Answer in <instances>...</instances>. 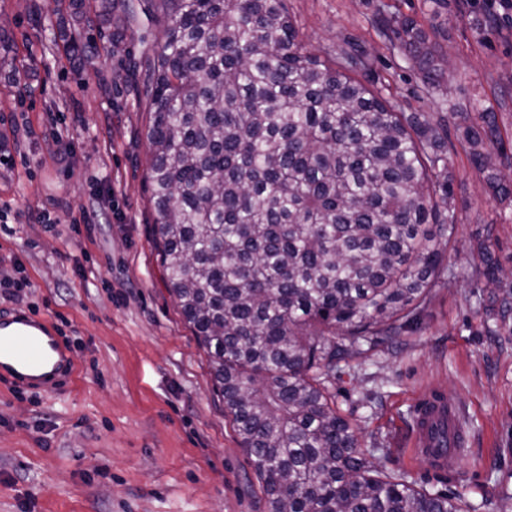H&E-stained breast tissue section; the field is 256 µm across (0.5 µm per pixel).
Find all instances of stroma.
<instances>
[{
    "label": "stroma",
    "instance_id": "stroma-1",
    "mask_svg": "<svg viewBox=\"0 0 512 512\" xmlns=\"http://www.w3.org/2000/svg\"><path fill=\"white\" fill-rule=\"evenodd\" d=\"M33 0H0L12 63H0V317L49 321L69 347L73 383L0 386V512H267L247 453L214 390L209 358L164 280L153 242L149 115L136 88L163 25L155 0L134 6L132 36L101 41L75 67L55 42L52 0L33 29ZM412 16L446 60L428 89L380 37L376 10ZM307 48L330 60L345 41L372 55L374 87L401 112L494 105L512 141V18L492 0H286ZM457 196L446 282L417 327L341 363L336 404L360 453L459 496L465 512H512V203L464 152L450 158ZM493 236L501 282L478 277ZM438 391L461 409L467 448L451 471L410 445L415 400Z\"/></svg>",
    "mask_w": 512,
    "mask_h": 512
}]
</instances>
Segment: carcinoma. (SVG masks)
I'll list each match as a JSON object with an SVG mask.
<instances>
[{
	"label": "carcinoma",
	"mask_w": 512,
	"mask_h": 512,
	"mask_svg": "<svg viewBox=\"0 0 512 512\" xmlns=\"http://www.w3.org/2000/svg\"><path fill=\"white\" fill-rule=\"evenodd\" d=\"M158 8L143 92L154 244L268 512H463L357 451L332 380L412 328L442 282L456 231L450 131L512 202L496 113L392 111L366 86L368 51L346 41L325 64L285 0ZM113 9L98 0L90 19L84 0H68L66 15L89 28H59L76 64L96 38L112 40ZM379 32L429 84L443 78L415 18L385 17ZM479 256V274L498 278L491 237Z\"/></svg>",
	"instance_id": "carcinoma-1"
}]
</instances>
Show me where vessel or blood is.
Segmentation results:
<instances>
[{
	"instance_id": "obj_1",
	"label": "vessel or blood",
	"mask_w": 512,
	"mask_h": 512,
	"mask_svg": "<svg viewBox=\"0 0 512 512\" xmlns=\"http://www.w3.org/2000/svg\"><path fill=\"white\" fill-rule=\"evenodd\" d=\"M74 366L66 346L46 321L25 314L0 322V384L17 389L52 388L68 383ZM460 410L432 394L415 411L418 453L438 465L452 464L463 442Z\"/></svg>"
}]
</instances>
